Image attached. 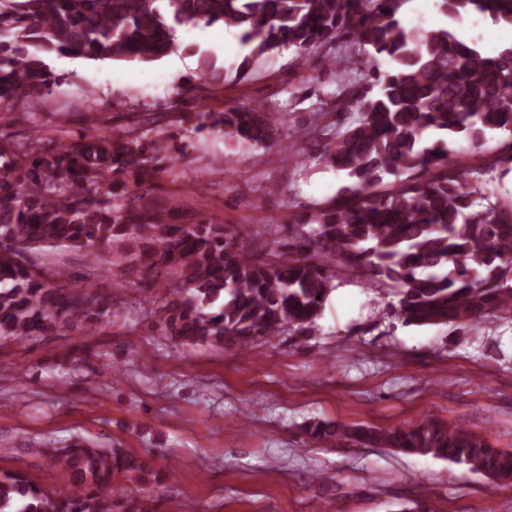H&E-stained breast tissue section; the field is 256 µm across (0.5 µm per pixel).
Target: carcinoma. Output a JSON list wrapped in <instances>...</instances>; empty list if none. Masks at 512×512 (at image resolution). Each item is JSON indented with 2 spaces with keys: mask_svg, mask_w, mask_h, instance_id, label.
<instances>
[{
  "mask_svg": "<svg viewBox=\"0 0 512 512\" xmlns=\"http://www.w3.org/2000/svg\"><path fill=\"white\" fill-rule=\"evenodd\" d=\"M405 0H0V107L39 98L60 84L47 60L153 63L179 50L177 27L218 24L240 34L238 78L259 60L290 50L298 64L342 43L393 68L363 70L333 56L336 92L321 108L337 112L314 138L322 159L351 184L306 206L275 260L240 248L228 224L198 213L185 220L176 196L153 207L157 164L172 163L166 140L108 131L66 144L0 137V339L93 332L119 297L86 275L47 263L54 249L85 267L107 260L116 285L167 288L153 300L156 322L183 346L240 351L284 330H304L322 313L329 283L348 272L398 290L405 326L479 325L512 320V206L481 207L451 143L512 134V46L495 55L447 28L406 30ZM454 19L462 10L512 25V0H437ZM227 70L205 56L197 78ZM198 131L224 142L282 151L270 112L226 106L191 115ZM407 175L391 190L387 175ZM323 441L394 448L460 465L512 485V449L490 446L464 425L430 419L393 428L317 422ZM45 452L67 496L16 473L0 475V512H148L114 482L134 458L80 441Z\"/></svg>",
  "mask_w": 512,
  "mask_h": 512,
  "instance_id": "1",
  "label": "carcinoma"
}]
</instances>
